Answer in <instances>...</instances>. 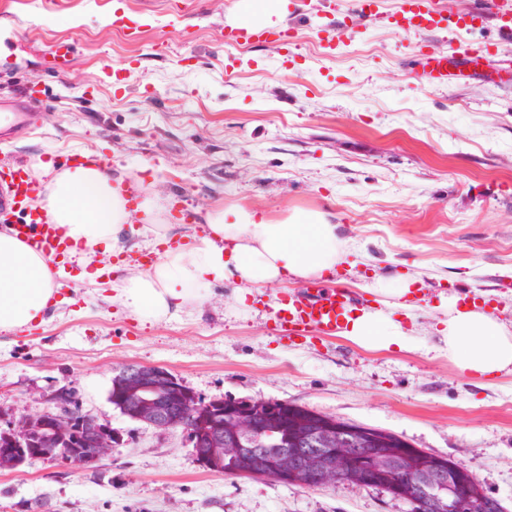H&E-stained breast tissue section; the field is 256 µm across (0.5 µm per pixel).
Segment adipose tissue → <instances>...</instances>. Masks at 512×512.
Masks as SVG:
<instances>
[{
  "label": "adipose tissue",
  "mask_w": 512,
  "mask_h": 512,
  "mask_svg": "<svg viewBox=\"0 0 512 512\" xmlns=\"http://www.w3.org/2000/svg\"><path fill=\"white\" fill-rule=\"evenodd\" d=\"M51 214L71 245L78 281L94 282L99 271L91 256L113 253L132 230V214L106 168L78 167L52 176L44 185ZM205 236L183 248L167 250L152 267L113 281L115 297L137 319L174 317L186 307L203 305L207 288L225 280L237 285L235 302L244 305L250 289L290 280L306 282L335 267L345 255L337 225L325 214L294 210L280 220L239 206L209 209ZM382 298L348 329L345 340L372 350L410 351L425 339L405 330L388 312L409 291L401 277L368 285ZM55 289L46 258L0 232V331L21 329L52 305ZM441 336L449 361L460 375L496 376L512 370V331L495 316L441 302Z\"/></svg>",
  "instance_id": "adipose-tissue-1"
}]
</instances>
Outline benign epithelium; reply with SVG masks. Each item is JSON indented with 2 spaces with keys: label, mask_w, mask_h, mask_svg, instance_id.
<instances>
[{
  "label": "benign epithelium",
  "mask_w": 512,
  "mask_h": 512,
  "mask_svg": "<svg viewBox=\"0 0 512 512\" xmlns=\"http://www.w3.org/2000/svg\"><path fill=\"white\" fill-rule=\"evenodd\" d=\"M115 388L125 411L159 430L181 428L191 434L212 419L210 404L189 392L173 374L159 366L127 365L115 376ZM76 404L75 393L58 389L49 397L46 409L11 424L5 433L11 447L0 449V470L15 469L26 453L42 459H62L77 467L114 453L112 426L90 413L81 424L91 447L72 457L64 456L54 448V442L59 440V426L72 422ZM218 417L220 422L216 427L220 430L227 428L239 438L253 431L254 412L248 401L224 402ZM192 457L196 462L208 463L215 471H222L224 435L217 436L209 448L192 449Z\"/></svg>",
  "instance_id": "7a95c632"
}]
</instances>
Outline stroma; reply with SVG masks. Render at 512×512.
Returning a JSON list of instances; mask_svg holds the SVG:
<instances>
[{
	"label": "stroma",
	"instance_id": "stroma-1",
	"mask_svg": "<svg viewBox=\"0 0 512 512\" xmlns=\"http://www.w3.org/2000/svg\"><path fill=\"white\" fill-rule=\"evenodd\" d=\"M0 0V101L29 103L32 130L0 143V166L28 165L38 182L74 154H98L113 175L167 202L183 195L197 220L177 240L205 232L216 206L280 219L320 211L340 225L341 281L361 291L400 275L426 299L394 310L425 336L415 351L369 350L342 338L296 343L272 329V304L290 285L263 288L249 312L234 286L177 317L141 322L113 297L110 279L60 273L46 321L0 331V425L44 410L74 388L82 409L108 422L120 447L74 469L32 459L0 471V512H410L384 491L340 484L304 489L271 478L229 477L193 462L188 435L122 415L109 400L125 365L162 367L205 399L287 402L394 435L462 461L512 512V372L464 377L437 331L441 299L468 288L495 296L512 325V73L448 68L435 85L410 59L431 43L448 57L489 46L512 60L502 36L512 0H433L451 12L482 6L483 29L397 32L376 17L330 49L349 0H288L291 42L224 47L234 0ZM123 16L125 26L114 23ZM70 42L65 72L48 66Z\"/></svg>",
	"mask_w": 512,
	"mask_h": 512
}]
</instances>
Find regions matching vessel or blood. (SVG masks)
Returning <instances> with one entry per match:
<instances>
[{
	"mask_svg": "<svg viewBox=\"0 0 512 512\" xmlns=\"http://www.w3.org/2000/svg\"><path fill=\"white\" fill-rule=\"evenodd\" d=\"M483 20L484 13L479 9L454 13L436 8L431 0H398L387 23L397 31L431 34L451 26L468 31L481 25ZM291 35V29L272 28L251 21L225 26L224 43L233 47L254 45L269 40L285 41ZM421 61L422 77L440 82L446 79V55L428 47L422 50ZM4 109L9 112L10 118L7 124L0 127L1 141L28 130L30 124L29 114L23 106L8 103ZM0 182L9 189V198L0 204V211L7 213L22 204L30 207L27 220L8 225V233L31 250L47 257L50 272H57L67 257L68 241L59 224L54 221L47 202L41 199L38 184L27 166L19 163L1 168ZM368 303L366 293L353 292L337 281L326 285L315 280L279 300L275 327L281 336L291 340L334 337L347 329L350 322L367 309Z\"/></svg>",
	"mask_w": 512,
	"mask_h": 512,
	"instance_id": "obj_1",
	"label": "vessel or blood"
}]
</instances>
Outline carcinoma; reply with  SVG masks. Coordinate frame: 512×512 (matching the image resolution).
I'll return each mask as SVG.
<instances>
[{
    "label": "carcinoma",
    "mask_w": 512,
    "mask_h": 512,
    "mask_svg": "<svg viewBox=\"0 0 512 512\" xmlns=\"http://www.w3.org/2000/svg\"><path fill=\"white\" fill-rule=\"evenodd\" d=\"M253 410L256 427L249 437L241 440V445L259 449L258 454L246 461L238 458L224 464L226 468L247 469L243 474L245 478L252 477V470L267 471L269 463L303 447L308 439L334 436L336 447L347 449L350 458L344 464L328 459L324 465L341 467L346 482L355 487H364L361 481L363 469L369 465L371 451L378 448L385 452V461L377 470L376 487L393 497L406 502L412 497L417 498L423 512H448V492L434 481V474L440 472L454 493L467 500L472 512H502L499 501L485 493L477 477L460 462L426 454L395 436L312 414L286 402L278 405L275 415L266 414L262 405H253ZM62 447L69 454L85 447L78 424L70 427ZM279 482L306 489L319 488L317 480L307 478V464L302 460Z\"/></svg>",
    "instance_id": "carcinoma-1"
}]
</instances>
